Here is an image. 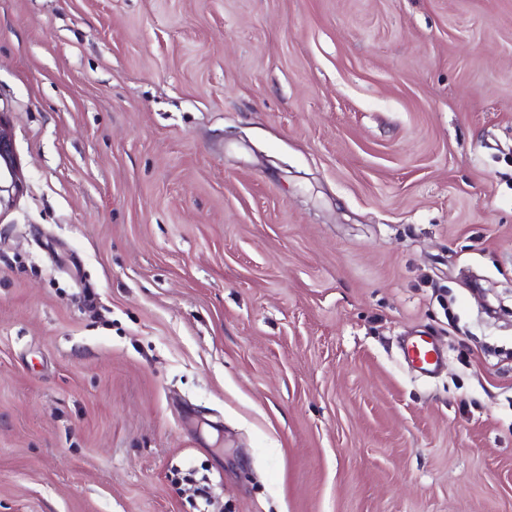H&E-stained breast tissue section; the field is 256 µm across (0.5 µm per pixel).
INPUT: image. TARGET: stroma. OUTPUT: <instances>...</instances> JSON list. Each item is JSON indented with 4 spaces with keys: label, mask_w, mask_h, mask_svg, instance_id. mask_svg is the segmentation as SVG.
<instances>
[{
    "label": "stroma",
    "mask_w": 512,
    "mask_h": 512,
    "mask_svg": "<svg viewBox=\"0 0 512 512\" xmlns=\"http://www.w3.org/2000/svg\"><path fill=\"white\" fill-rule=\"evenodd\" d=\"M0 113V512H512V0H0ZM10 181L7 184V178ZM2 178L4 184H2ZM22 185L21 170L14 151L11 136L9 134L7 122L3 114H0V205L2 200V192L10 195L20 191ZM405 362L422 375L431 376L438 372L446 356L424 336L409 339L402 347Z\"/></svg>",
    "instance_id": "1"
}]
</instances>
